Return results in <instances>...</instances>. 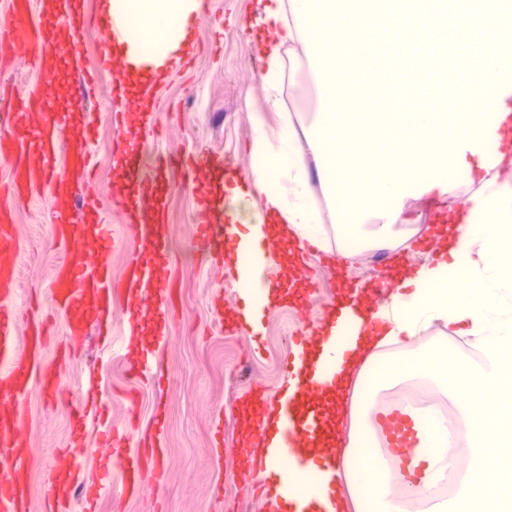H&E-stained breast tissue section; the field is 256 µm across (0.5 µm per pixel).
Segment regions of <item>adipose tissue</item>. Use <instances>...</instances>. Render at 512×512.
<instances>
[{"label": "adipose tissue", "instance_id": "1", "mask_svg": "<svg viewBox=\"0 0 512 512\" xmlns=\"http://www.w3.org/2000/svg\"><path fill=\"white\" fill-rule=\"evenodd\" d=\"M448 15L390 0H266L274 30L265 62V109L256 111L246 178L225 197L262 202L242 224L238 251L275 239L368 261L410 251L432 233L434 253L390 277L387 301L350 294L317 325L311 358L333 353L318 399L328 430L307 454L330 473L328 512H512V70L487 57L466 70L480 98L414 112H340L336 98L356 73L333 66L343 45L378 74L387 56L371 43L444 45L464 51L492 28L512 40V0H477ZM201 0H100L123 78L144 85L175 61ZM306 69L317 94L310 114L280 109L285 85ZM436 387L422 389L425 379Z\"/></svg>", "mask_w": 512, "mask_h": 512}]
</instances>
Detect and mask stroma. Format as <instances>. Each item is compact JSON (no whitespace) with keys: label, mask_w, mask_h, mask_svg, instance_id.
Here are the masks:
<instances>
[{"label":"stroma","mask_w":512,"mask_h":512,"mask_svg":"<svg viewBox=\"0 0 512 512\" xmlns=\"http://www.w3.org/2000/svg\"><path fill=\"white\" fill-rule=\"evenodd\" d=\"M262 18L259 0H207L205 12L195 15L192 64L170 70L149 97L162 148L178 156L205 150L246 162L252 112L265 106L264 63L254 43L266 31ZM112 86L111 75H102L93 105L96 179L105 196L115 180L114 114L137 104L133 97L113 99ZM168 185L166 236L180 273L166 343L156 344L153 319L142 318L140 337L129 344L127 324L135 306L127 298L113 299L103 336L87 337L67 366L63 387L77 398L88 382H95L104 418L124 427L134 420L139 430L156 434L165 450L166 476L158 490L165 512H236L241 504L247 512H264L240 476L236 400L251 389L270 395L278 391L291 335L327 316L342 282L372 283L385 263L337 265L325 254L306 252L302 263L311 284L302 285L299 298L270 309L258 334H251L235 325L240 297L233 283L190 247L196 192L181 166L169 170ZM51 224L48 195L15 208L16 234L25 249L13 302L21 337L32 317L54 313L51 280L65 254L51 240ZM138 349L156 351L165 368L160 381L144 385L132 379L129 368ZM25 403L28 440L35 450L29 475L38 488L70 440V409L48 403L36 389Z\"/></svg>","instance_id":"35a3bbf8"}]
</instances>
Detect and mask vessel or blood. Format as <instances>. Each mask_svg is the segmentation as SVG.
Wrapping results in <instances>:
<instances>
[{"label": "vessel or blood", "mask_w": 512, "mask_h": 512, "mask_svg": "<svg viewBox=\"0 0 512 512\" xmlns=\"http://www.w3.org/2000/svg\"><path fill=\"white\" fill-rule=\"evenodd\" d=\"M7 19L0 23V156L8 159L9 172L0 177V512H28L29 472L32 455L27 440L29 418L23 401L32 387L43 396L56 399L63 392L62 373L72 351L83 345L92 328L102 325L116 296H128L138 311L151 314L160 328H167L172 310L168 289L173 281L166 247V203L159 186L171 163L157 142L147 141L143 130L151 121L145 116L121 122L112 142V155L125 178L122 189L112 192L111 205L124 212L125 237L137 243L125 276L113 280L111 255L114 238L105 221L100 190L93 179L95 167L90 144L95 130L86 119L85 108L97 93L96 72L111 73L115 97H122L120 76L125 69L121 58L112 56L110 27L100 30V46L94 69L82 67L81 39L86 27L82 0H61L54 15L35 19L33 0H5ZM480 39L490 54L512 66V43L501 41L496 32L482 31ZM475 56L473 66L483 57ZM30 59L39 80L27 92H19L5 74L14 59ZM67 64L66 93L61 109L51 112L47 103L54 91L52 77L60 64ZM63 174H56V167ZM195 187H205L220 168L236 171L233 162L199 152L187 160ZM49 194L52 201L54 244L62 247L66 259L57 266L51 301L62 317L66 343L54 360H47V332L42 322H31L24 338L16 336L12 307L16 295V271L22 246L15 232L14 207L23 200ZM236 238L224 222V215L205 194L198 199V231L191 242L194 250L208 256H223ZM308 337L290 340L282 372L296 379L292 397L260 398L258 403L238 406L241 416V446L246 477L258 478L267 497L296 495L297 480L308 471L299 453L325 427L315 410L298 407V400L313 398L322 387L318 375L308 367ZM97 406L94 389L70 411L73 438L66 455L76 459L84 454L82 439L86 422ZM275 430L280 446L261 449L268 430ZM102 433L111 447L108 457L94 459L101 480L90 486L76 482L68 466L51 469L41 493L46 512H71L74 494H81L85 512L93 504L108 478L113 459L123 462L121 493L136 499L150 497L156 483L165 478L162 464L146 468L144 454L128 448L129 431L103 424Z\"/></svg>", "instance_id": "b4317fda"}]
</instances>
